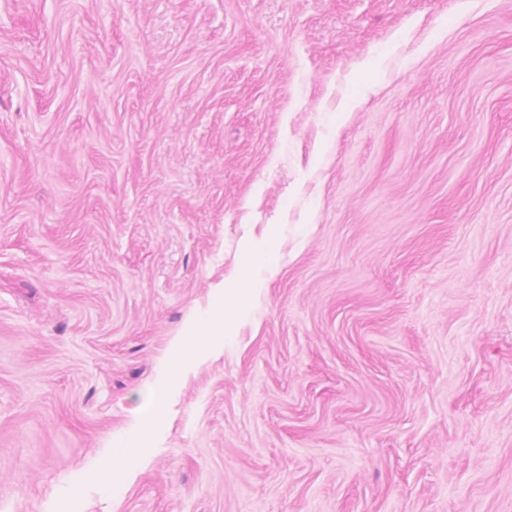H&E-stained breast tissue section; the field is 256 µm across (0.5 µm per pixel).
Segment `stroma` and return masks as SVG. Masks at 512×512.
Instances as JSON below:
<instances>
[{"label":"stroma","mask_w":512,"mask_h":512,"mask_svg":"<svg viewBox=\"0 0 512 512\" xmlns=\"http://www.w3.org/2000/svg\"><path fill=\"white\" fill-rule=\"evenodd\" d=\"M276 228L117 500L67 474ZM512 512V0H0V512Z\"/></svg>","instance_id":"obj_1"}]
</instances>
